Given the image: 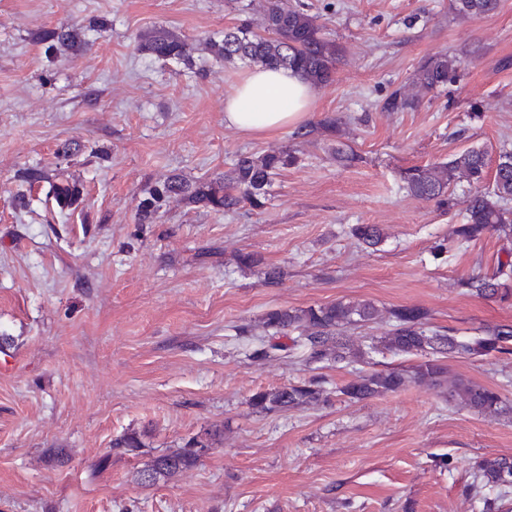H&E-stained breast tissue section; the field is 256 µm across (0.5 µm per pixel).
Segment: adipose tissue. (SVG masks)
I'll return each mask as SVG.
<instances>
[{
	"label": "adipose tissue",
	"mask_w": 512,
	"mask_h": 512,
	"mask_svg": "<svg viewBox=\"0 0 512 512\" xmlns=\"http://www.w3.org/2000/svg\"><path fill=\"white\" fill-rule=\"evenodd\" d=\"M311 100V88L294 72L256 65L238 77L224 99L226 125L251 133H272L296 125Z\"/></svg>",
	"instance_id": "ef3b65f1"
}]
</instances>
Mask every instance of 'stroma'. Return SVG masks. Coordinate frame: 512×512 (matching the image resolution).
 I'll list each match as a JSON object with an SVG mask.
<instances>
[{
  "label": "stroma",
  "instance_id": "35a3bbf8",
  "mask_svg": "<svg viewBox=\"0 0 512 512\" xmlns=\"http://www.w3.org/2000/svg\"><path fill=\"white\" fill-rule=\"evenodd\" d=\"M305 5L344 57L312 89L300 127L251 134L226 126L224 99L245 63L206 50L225 28L263 31V0H0V512H478L474 463L512 456V351L440 355L449 379L498 390L507 408L484 416L447 389L417 383L356 402L269 414L249 396L302 380L332 389L356 364L313 362L303 349L254 357L276 308L374 302L384 315L352 339L385 336L386 310H427L432 327L478 336L512 325V299L467 293L460 279L491 271L512 237L435 248L462 221L470 187L450 206L403 188L407 169L475 147L497 161L512 149V0L463 16L454 0H281ZM108 25L76 54H45L34 34L57 23ZM163 27L184 36L192 65L137 49ZM460 59L454 82L407 112L421 61ZM335 137L298 129L324 117ZM358 154L349 164L336 148ZM297 150L263 209L217 214L171 199L156 223H137L145 188L173 174L210 181L241 154ZM78 184L60 208L26 168ZM375 224L383 242L351 234ZM252 252L263 263L240 269ZM284 272L268 285L267 267ZM247 326L251 335H240ZM222 440L195 468L152 486L146 456L207 428ZM144 433L142 456L113 440ZM64 449L65 465L46 449Z\"/></svg>",
  "mask_w": 512,
  "mask_h": 512
}]
</instances>
